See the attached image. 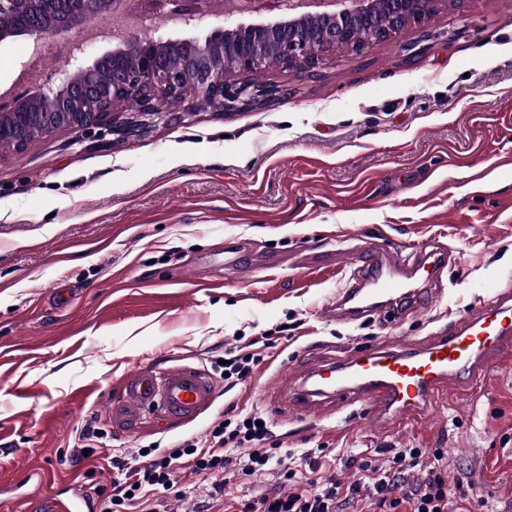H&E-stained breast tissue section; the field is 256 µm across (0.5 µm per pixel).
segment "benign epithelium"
<instances>
[{
	"mask_svg": "<svg viewBox=\"0 0 512 512\" xmlns=\"http://www.w3.org/2000/svg\"><path fill=\"white\" fill-rule=\"evenodd\" d=\"M260 10L276 13L269 21L245 23L228 20L205 37L196 32L206 12L197 8L183 15L184 35L156 32L126 36L112 50L93 62L77 47L69 68L59 71L33 95H21L7 110L0 109V148L22 151L32 142L37 126L50 135L69 129L91 130L102 125L122 126L116 105L130 98L139 101V112L153 119L167 116L162 103L190 93L201 106L233 113L272 100L277 89L241 75L262 68L265 56H278L279 65L303 77L316 68L319 58L341 47L364 49L387 38L388 31L373 10L375 0H254ZM390 19L398 22L421 5L414 21L430 18L423 0H385ZM112 9V0H0V19L20 15L24 20L0 24V43L24 39L39 45L48 36L83 24L86 15ZM321 20L317 29L307 23ZM180 55L171 69L161 63L164 54ZM130 54L133 65L112 84H102L89 73L113 56ZM48 101V109L35 115L24 111L31 97Z\"/></svg>",
	"mask_w": 512,
	"mask_h": 512,
	"instance_id": "7a95c632",
	"label": "benign epithelium"
}]
</instances>
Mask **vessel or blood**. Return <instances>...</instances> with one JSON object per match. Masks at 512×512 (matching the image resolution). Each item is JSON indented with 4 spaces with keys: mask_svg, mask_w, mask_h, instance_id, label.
<instances>
[{
    "mask_svg": "<svg viewBox=\"0 0 512 512\" xmlns=\"http://www.w3.org/2000/svg\"><path fill=\"white\" fill-rule=\"evenodd\" d=\"M449 263L447 246L435 238L397 252L373 251L354 263L324 315L340 322L385 308L397 320L421 313ZM505 361H512V291L490 290L426 343L396 336L330 356L284 387L279 408L315 417L329 407L372 432H396L428 418L443 395H473ZM217 399L216 384L198 369L140 367L123 377L111 420L121 431L153 417L178 425L208 412Z\"/></svg>",
    "mask_w": 512,
    "mask_h": 512,
    "instance_id": "b4317fda",
    "label": "vessel or blood"
}]
</instances>
